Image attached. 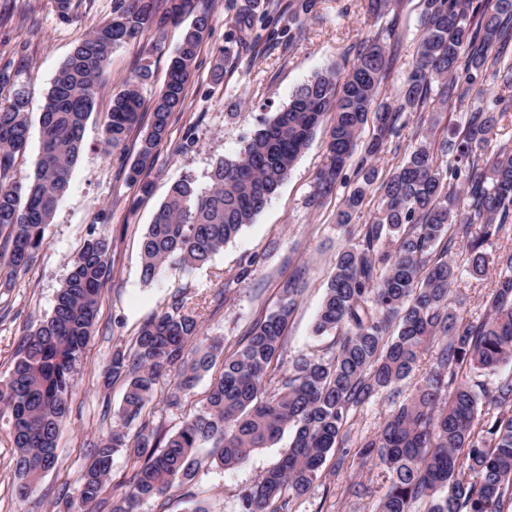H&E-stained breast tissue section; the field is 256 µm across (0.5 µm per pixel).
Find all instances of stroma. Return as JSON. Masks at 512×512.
<instances>
[{
  "instance_id": "obj_1",
  "label": "stroma",
  "mask_w": 512,
  "mask_h": 512,
  "mask_svg": "<svg viewBox=\"0 0 512 512\" xmlns=\"http://www.w3.org/2000/svg\"><path fill=\"white\" fill-rule=\"evenodd\" d=\"M116 5L117 0H70L64 16L57 0H0V71L10 77L0 94L21 88L29 97V142L8 169V180L24 182L33 176L40 113L55 74L90 26L111 17ZM197 8L209 13L212 28L199 49L185 103L172 113L168 137L157 147L144 174L152 185L150 196H142L127 179L129 163L136 158L151 122L150 112H142L140 125L129 134L125 160L110 155L102 144L103 121L113 94L135 67L141 48L156 39L149 29L139 42L113 51L109 74L99 86L85 126L84 150L46 228L44 244L27 270L18 272L9 286L0 287V376H4L26 334L51 313L70 260L90 234L105 233L112 240L111 270L100 291L98 320L78 368L69 413L60 427L57 460L26 503L15 494L16 450L9 421L0 418V512H67L65 497L77 486L89 443L111 430L125 390L120 381L103 385L102 372L115 346L132 348L142 326L173 298H185L199 315L200 342L222 340L229 352L257 320L276 309L281 284L299 274L303 289L284 333L276 371L287 372L298 356H325L332 350L333 337L313 335L312 325L335 272L336 255L349 242L347 228L336 222V209L350 189L354 171L346 169V183L338 185L320 206H311L316 177L328 162L331 118H324L314 141L254 223L203 267L169 266L154 282H143L142 237L175 181L188 176L199 187H207L215 159L238 154L262 117L287 105L293 91L316 72L351 64L352 47L375 33L395 49L396 62L381 89L384 98L394 100L423 34L421 0H397L378 18L369 13L368 0H318L315 12L298 29L278 21L275 11L258 13L255 33L278 32L281 43L256 54L245 50L232 54L219 82L212 68L220 48L227 44L231 4L198 0ZM103 214L108 217L104 224L99 221ZM244 267L250 273L243 278L239 272ZM222 289L227 298L219 305L214 297ZM220 372V367H213L178 409L165 406L163 397L172 379L161 378L149 405L151 417L166 433L177 432L186 417L204 404L212 378ZM391 411L388 401L379 397L357 411L350 420L343 468H336L335 455H328L311 492L299 500L297 512H373L383 493L382 470L360 468L356 445L376 435ZM292 436V430H285L277 443L256 450L232 470L218 466L211 448H202L198 452L201 466L192 484L173 487L165 497V508L148 500L140 504L139 512H190L197 505L208 512H236L239 491L277 463ZM355 480L371 487L370 496L356 499L344 494V487Z\"/></svg>"
}]
</instances>
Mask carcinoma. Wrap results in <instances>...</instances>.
<instances>
[{"label": "carcinoma", "instance_id": "carcinoma-1", "mask_svg": "<svg viewBox=\"0 0 512 512\" xmlns=\"http://www.w3.org/2000/svg\"><path fill=\"white\" fill-rule=\"evenodd\" d=\"M119 0L111 19L94 24L59 68L40 117L41 147L32 180H5L16 155L26 150L28 99L16 92L0 101V276L27 269L44 241L83 150L85 124L111 54L153 29L182 27L167 77L150 103L142 90L150 65L134 67L113 95L103 124V144L123 148L148 108L152 121L129 178L143 194V172L168 135L169 119L182 108L200 45L208 37V13H194V0ZM423 36L395 103L379 100L393 55L377 38L358 49L350 68L331 67L301 85L288 105L260 120L243 151L218 160L210 184L200 190L185 176L176 181L154 214L141 245L143 281L168 265L197 269L251 224L287 179L310 144L325 113H333L330 163L317 178L312 202L331 194L368 123L373 134L344 195L336 223L348 226L368 198L378 199L369 224L354 231L336 256L335 274L314 323L318 336L335 335L330 355L293 359L288 373L273 377L288 320L300 292L299 277L281 285L279 308L258 320L231 353L218 340L194 344L199 316L176 298L142 327L130 350L112 352L105 383L126 384L118 423L91 442L89 461L76 489L77 512H137L147 499H161L196 475L197 450L215 448L226 469L294 430L290 448L239 493L240 512H295L319 478L328 454L349 437L350 413L386 394L397 404L380 432L359 443L361 467L385 471V492L376 512H509L512 509V374L491 384L465 377L493 374L512 363V252L487 251L512 221V149L490 151L504 108L468 113L456 139L432 145L435 118L429 106L460 109L470 95H488V65L506 70L494 104L512 92V0H422ZM315 0L288 2L280 17L302 26ZM121 31L110 29V21ZM437 99L430 100L433 86ZM404 112L417 113L421 139L389 172L369 160L387 149ZM469 213L458 217L460 194ZM468 255L467 272L478 278L490 267L496 286L483 313L466 315L450 299L459 281L450 258L455 247ZM112 241L91 235L71 260L51 315L27 334L7 377L0 379V415L9 417L17 449L16 496L27 500L56 463L63 418L69 411L77 366L91 339L99 294L110 272ZM432 366L413 386L407 381L424 352ZM223 358L205 404L172 435L146 418L158 379L174 373L165 405L178 408L197 381ZM274 392L267 393L271 384ZM138 429L128 437L125 428ZM133 452L129 490L107 492L113 455Z\"/></svg>", "mask_w": 512, "mask_h": 512}]
</instances>
